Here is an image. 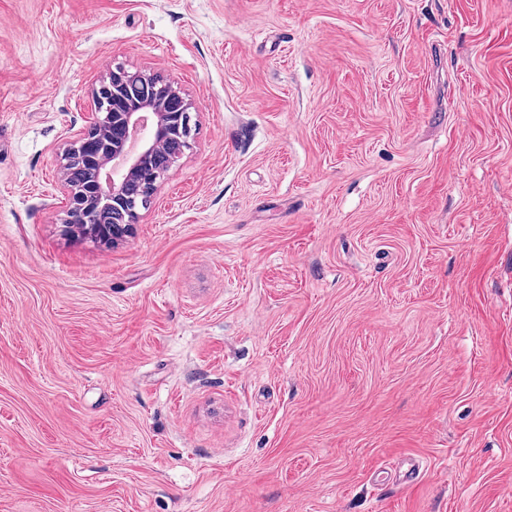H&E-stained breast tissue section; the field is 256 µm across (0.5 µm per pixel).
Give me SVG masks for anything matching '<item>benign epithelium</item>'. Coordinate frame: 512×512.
<instances>
[{
    "label": "benign epithelium",
    "mask_w": 512,
    "mask_h": 512,
    "mask_svg": "<svg viewBox=\"0 0 512 512\" xmlns=\"http://www.w3.org/2000/svg\"><path fill=\"white\" fill-rule=\"evenodd\" d=\"M142 78L122 67L113 70L91 92L95 112L89 127L66 151L63 165L86 153L103 154L98 176L87 191L74 187L61 176L60 189L67 200L69 223L65 232H76L78 224H103L109 211L126 214V223L112 226V239L120 238L127 225L137 223L138 207L125 195V183L135 177L150 179L148 167L155 151L165 141L168 128L190 131L191 102L171 85H148L144 96L129 99L128 86Z\"/></svg>",
    "instance_id": "obj_1"
}]
</instances>
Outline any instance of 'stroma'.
Masks as SVG:
<instances>
[{
  "label": "stroma",
  "mask_w": 512,
  "mask_h": 512,
  "mask_svg": "<svg viewBox=\"0 0 512 512\" xmlns=\"http://www.w3.org/2000/svg\"><path fill=\"white\" fill-rule=\"evenodd\" d=\"M118 66L192 133L105 244ZM0 512H512V0H0ZM142 75L117 67L105 77L91 92L95 112L89 127L79 134L66 151L63 158L60 189L67 200V214L72 224H103L106 214L118 211L113 218L119 223L125 213V224L112 226V240L120 238L136 224L138 207L125 195V183L141 176L146 191L152 196L155 181L150 183L148 171L155 151L165 141L164 131L168 128L185 129L190 136L189 112L191 102L171 85L160 82L146 85L140 101H131L129 96H137L140 89L131 85ZM183 125V127H182ZM112 142L103 136L110 134ZM88 153L87 158L104 153L99 163L98 176L88 191L78 190L87 179V169L74 164L69 169L68 181L66 167L74 158ZM148 180V182H146Z\"/></svg>",
  "instance_id": "35a3bbf8"
}]
</instances>
